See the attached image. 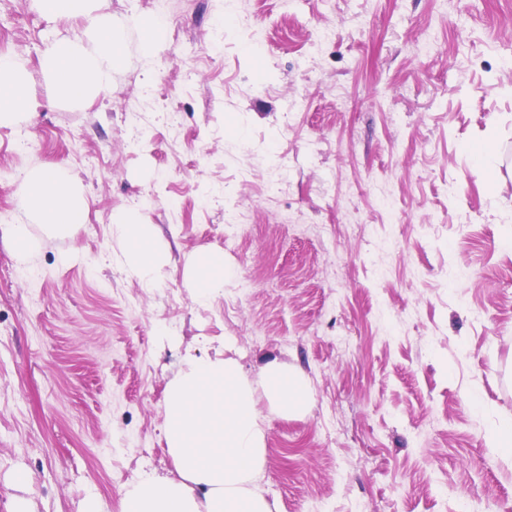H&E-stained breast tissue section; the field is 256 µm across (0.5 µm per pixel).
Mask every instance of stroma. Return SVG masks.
<instances>
[{
	"instance_id": "35a3bbf8",
	"label": "stroma",
	"mask_w": 512,
	"mask_h": 512,
	"mask_svg": "<svg viewBox=\"0 0 512 512\" xmlns=\"http://www.w3.org/2000/svg\"><path fill=\"white\" fill-rule=\"evenodd\" d=\"M95 7L127 21L124 61L74 105L41 55L83 20L0 0L34 114L0 127V224L35 166L87 202L69 231L29 224L28 256L0 241V512H122L143 474L178 479L168 387L186 355L223 351L254 388L273 362L308 383L302 413L258 402L271 512H512L489 441L512 419V0ZM491 140L495 182L476 159ZM120 210L168 247L156 287L120 264ZM207 250L235 278L202 307L186 260ZM141 29L144 52L147 55H153L167 35L168 21L162 15H155L142 23Z\"/></svg>"
}]
</instances>
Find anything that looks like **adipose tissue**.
Wrapping results in <instances>:
<instances>
[{"label": "adipose tissue", "instance_id": "1", "mask_svg": "<svg viewBox=\"0 0 512 512\" xmlns=\"http://www.w3.org/2000/svg\"><path fill=\"white\" fill-rule=\"evenodd\" d=\"M94 0H37L51 17H79L85 22L83 40L50 41L42 68L58 99L86 103L110 87L112 74L124 57L125 24L112 16L96 15ZM29 77L16 58L0 56V126L29 120L24 107ZM24 220L0 225L18 255L33 247L28 223L59 230L82 223L86 213L81 182L65 168L35 167L23 178ZM112 235L123 263L142 287L152 288L163 252L148 225L131 212L112 219ZM198 304L223 294L234 277L220 251L195 255L187 267ZM263 390L285 414L301 412L308 400L302 374L282 364H270ZM167 451L180 480L160 481L142 476L126 493L123 512H270L267 501L252 488L264 463V429L256 408L255 389L239 372L236 359L188 356L184 369L171 383L165 407Z\"/></svg>", "mask_w": 512, "mask_h": 512}]
</instances>
